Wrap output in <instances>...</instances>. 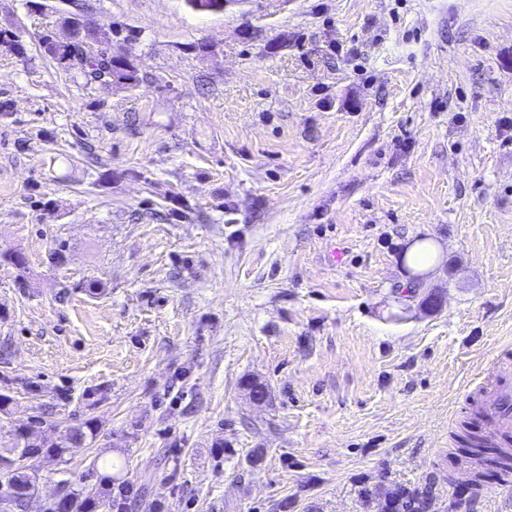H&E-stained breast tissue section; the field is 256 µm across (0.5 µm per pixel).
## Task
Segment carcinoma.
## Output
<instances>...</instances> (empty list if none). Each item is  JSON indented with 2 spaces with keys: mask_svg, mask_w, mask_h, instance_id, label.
<instances>
[{
  "mask_svg": "<svg viewBox=\"0 0 512 512\" xmlns=\"http://www.w3.org/2000/svg\"><path fill=\"white\" fill-rule=\"evenodd\" d=\"M67 23L73 25V34L66 42H57L52 38V33L41 37L45 51L66 70L78 72L89 83L110 84L124 89L137 87L142 76L134 66L128 55L117 52L112 53L104 46L112 45L114 37L120 35V31L112 24L91 25L84 27L67 19ZM97 427L93 422H86V429L74 430L63 441L45 442L42 446L27 444L23 428H18L14 433V444L6 449L13 455V468L10 472L0 473V486L12 491L21 497V500L11 503L8 512H23L24 501L22 497L34 494L37 485V469H29V461L45 453L56 460L63 458L65 449L73 444H79L87 438L95 439ZM462 442L465 448L460 450L461 456L471 459L481 465H486V460L474 453V449L481 447V441L472 433L471 423L464 424ZM96 492L89 489L83 482L72 483L66 494L54 504L51 512H89L93 506L91 499ZM389 506L392 509H403L405 512H417L414 502L407 499L406 492L395 489L391 492Z\"/></svg>",
  "mask_w": 512,
  "mask_h": 512,
  "instance_id": "1",
  "label": "carcinoma"
}]
</instances>
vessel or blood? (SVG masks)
<instances>
[{
    "instance_id": "b4317fda",
    "label": "vessel or blood",
    "mask_w": 512,
    "mask_h": 512,
    "mask_svg": "<svg viewBox=\"0 0 512 512\" xmlns=\"http://www.w3.org/2000/svg\"><path fill=\"white\" fill-rule=\"evenodd\" d=\"M486 375L488 384L477 402L476 413L489 437L512 438V358L498 354Z\"/></svg>"
}]
</instances>
